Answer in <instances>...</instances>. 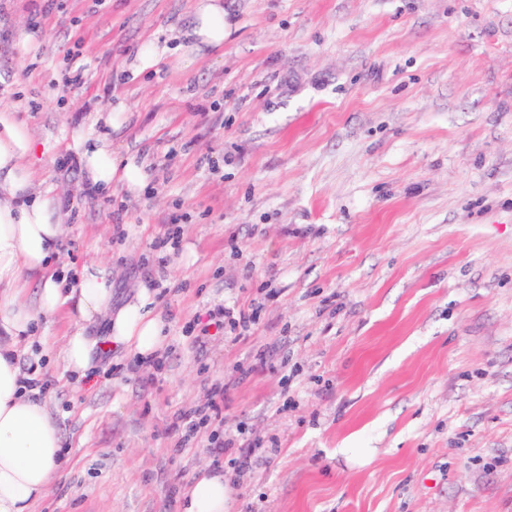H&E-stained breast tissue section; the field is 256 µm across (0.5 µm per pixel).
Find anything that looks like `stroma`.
Wrapping results in <instances>:
<instances>
[{"mask_svg": "<svg viewBox=\"0 0 512 512\" xmlns=\"http://www.w3.org/2000/svg\"><path fill=\"white\" fill-rule=\"evenodd\" d=\"M193 4L0 0V108L37 141L60 265L104 268L116 307L155 283L168 323L157 366L99 320L81 384L49 370L62 469L33 512H180L204 468L230 512H512V0H224L223 54L135 73ZM118 103L147 179L104 197L68 145ZM168 224L192 251L161 266Z\"/></svg>", "mask_w": 512, "mask_h": 512, "instance_id": "obj_1", "label": "stroma"}]
</instances>
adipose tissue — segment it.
<instances>
[{"label":"adipose tissue","mask_w":512,"mask_h":512,"mask_svg":"<svg viewBox=\"0 0 512 512\" xmlns=\"http://www.w3.org/2000/svg\"><path fill=\"white\" fill-rule=\"evenodd\" d=\"M227 28L223 0H196L177 47H145L136 69L154 67L172 50L188 60L205 49L221 50ZM35 148L16 110L0 109V512H31L58 475L62 434L30 387L45 360L58 356L64 373L85 377L94 343L84 326L102 318L113 346L145 358L162 348L166 330L151 284H141L134 298L116 309L112 282L97 266L77 271L74 289L57 282L53 267L65 229L53 187L39 181L32 167ZM71 148L98 191L111 192L117 184L132 191L142 186L141 165L113 154L106 139L78 130ZM28 275L42 284L34 308L22 299ZM64 310L74 328L58 346L48 334H37L36 326ZM229 500L223 473L203 469L182 491L181 508L228 512Z\"/></svg>","instance_id":"1"}]
</instances>
